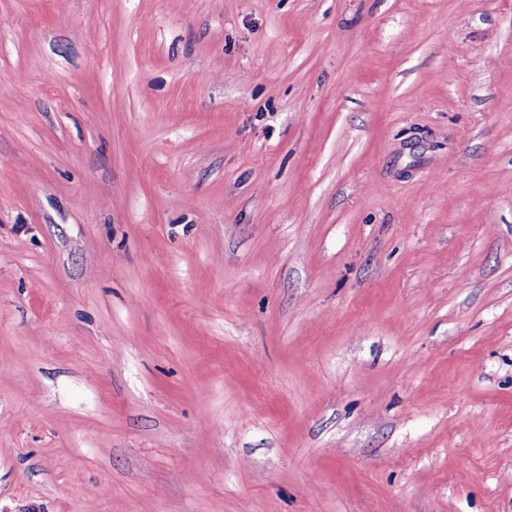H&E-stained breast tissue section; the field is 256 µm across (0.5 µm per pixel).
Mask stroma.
Segmentation results:
<instances>
[{
  "label": "stroma",
  "instance_id": "obj_1",
  "mask_svg": "<svg viewBox=\"0 0 512 512\" xmlns=\"http://www.w3.org/2000/svg\"><path fill=\"white\" fill-rule=\"evenodd\" d=\"M0 512H512V0H0Z\"/></svg>",
  "mask_w": 512,
  "mask_h": 512
}]
</instances>
